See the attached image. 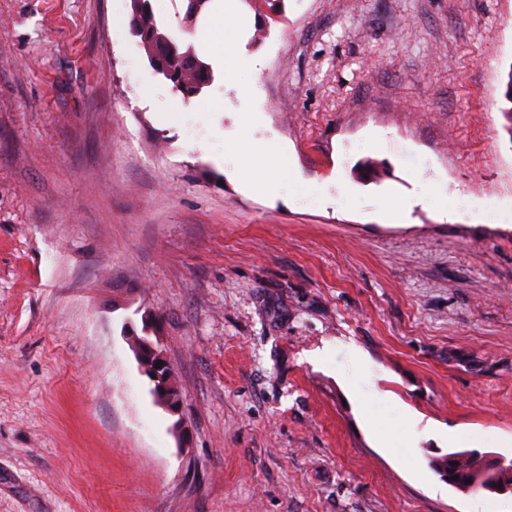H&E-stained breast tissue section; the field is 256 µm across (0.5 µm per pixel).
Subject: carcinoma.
Instances as JSON below:
<instances>
[{"label": "carcinoma", "instance_id": "cac0c4a2", "mask_svg": "<svg viewBox=\"0 0 512 512\" xmlns=\"http://www.w3.org/2000/svg\"><path fill=\"white\" fill-rule=\"evenodd\" d=\"M131 6L132 27L147 49L153 70L169 80L185 99L197 97L213 81L211 65L189 48L170 49L173 39L164 32L163 23L149 6V0H133Z\"/></svg>", "mask_w": 512, "mask_h": 512}]
</instances>
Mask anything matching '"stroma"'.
Listing matches in <instances>:
<instances>
[{"mask_svg": "<svg viewBox=\"0 0 512 512\" xmlns=\"http://www.w3.org/2000/svg\"><path fill=\"white\" fill-rule=\"evenodd\" d=\"M239 9L188 101L131 0H0V512H512L433 468L512 455V0ZM246 173L251 186L260 193H272L274 189V172L259 168L257 158L251 156L245 162ZM130 339L132 340V342L134 344L135 355H136V359H137L139 368H140L141 372L147 378H161V374H160L161 372H164L166 375H171L173 378H175V380H174L175 387H173V388L167 387V389L169 390L170 398L176 402L182 396V391H181L178 381L176 380V373H175L173 367L171 366V364L169 363V361L167 360V357H166L163 349L159 353V360H160V362H162L161 368L151 369L142 363V345H141V342L139 341L138 337L130 336Z\"/></svg>", "mask_w": 512, "mask_h": 512, "instance_id": "1", "label": "stroma"}]
</instances>
